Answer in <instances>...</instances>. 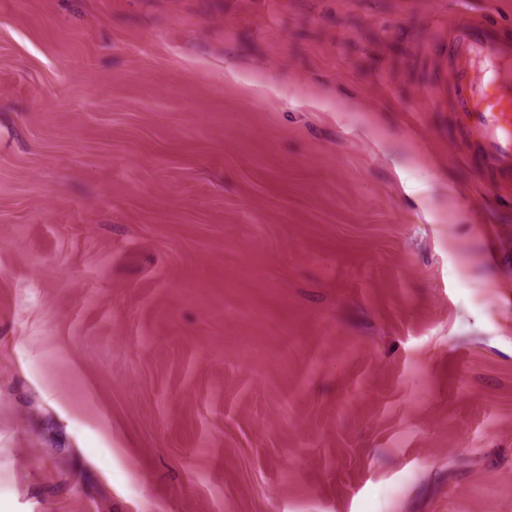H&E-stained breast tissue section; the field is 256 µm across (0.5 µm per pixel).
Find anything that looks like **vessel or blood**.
I'll list each match as a JSON object with an SVG mask.
<instances>
[{
	"instance_id": "vessel-or-blood-1",
	"label": "vessel or blood",
	"mask_w": 512,
	"mask_h": 512,
	"mask_svg": "<svg viewBox=\"0 0 512 512\" xmlns=\"http://www.w3.org/2000/svg\"><path fill=\"white\" fill-rule=\"evenodd\" d=\"M454 72L458 138L478 151L492 185H512V37L460 10L448 42Z\"/></svg>"
}]
</instances>
